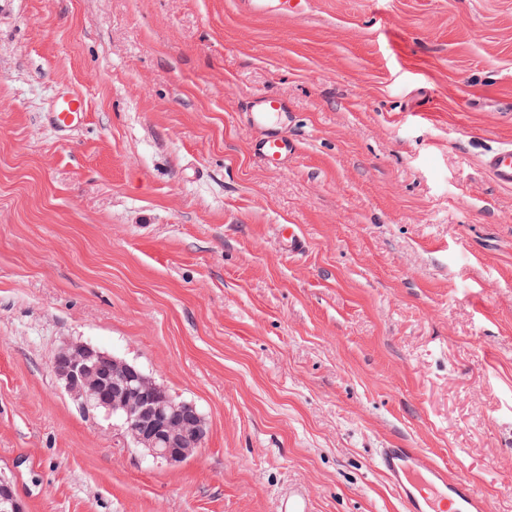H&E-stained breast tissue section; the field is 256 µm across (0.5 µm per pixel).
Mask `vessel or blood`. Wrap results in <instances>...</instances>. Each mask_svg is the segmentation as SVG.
<instances>
[{
  "label": "vessel or blood",
  "mask_w": 512,
  "mask_h": 512,
  "mask_svg": "<svg viewBox=\"0 0 512 512\" xmlns=\"http://www.w3.org/2000/svg\"><path fill=\"white\" fill-rule=\"evenodd\" d=\"M314 0H238L243 12L276 18H306ZM84 103L75 93L58 98L51 118L69 125L78 118ZM291 105L281 94L252 95L243 112V122L252 134L253 153L267 166L287 170L298 152V140L288 124ZM485 165L494 178L512 185V148L490 153ZM280 241L288 255L302 254L304 236L293 225L278 227ZM378 466L395 489L403 512H490L488 501L469 480L453 478L446 466L433 462L415 448H384Z\"/></svg>",
  "instance_id": "obj_1"
}]
</instances>
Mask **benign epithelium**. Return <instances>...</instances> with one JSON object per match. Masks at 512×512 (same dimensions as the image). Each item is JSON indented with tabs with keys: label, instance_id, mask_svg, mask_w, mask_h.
Wrapping results in <instances>:
<instances>
[{
	"label": "benign epithelium",
	"instance_id": "obj_1",
	"mask_svg": "<svg viewBox=\"0 0 512 512\" xmlns=\"http://www.w3.org/2000/svg\"><path fill=\"white\" fill-rule=\"evenodd\" d=\"M51 366L81 407L119 418L133 445L154 460L181 464L201 450L207 434L202 413L128 361L75 342L61 347ZM0 512H25L12 481L4 477H0Z\"/></svg>",
	"mask_w": 512,
	"mask_h": 512
}]
</instances>
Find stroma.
<instances>
[{
  "label": "stroma",
  "instance_id": "obj_1",
  "mask_svg": "<svg viewBox=\"0 0 512 512\" xmlns=\"http://www.w3.org/2000/svg\"><path fill=\"white\" fill-rule=\"evenodd\" d=\"M257 92L292 103L288 171L250 152ZM509 145L512 0H0V474L26 512H401L382 448L512 512V186L485 166ZM76 341L194 403L197 456L83 410L51 368ZM243 12L276 18H306L313 9V0H238ZM83 107V100L78 94L63 95L58 98L51 113L52 121L63 126L69 125L83 112ZM278 231L283 250L288 253V256L299 255L305 251L306 240L292 224L278 225Z\"/></svg>",
  "mask_w": 512,
  "mask_h": 512
}]
</instances>
